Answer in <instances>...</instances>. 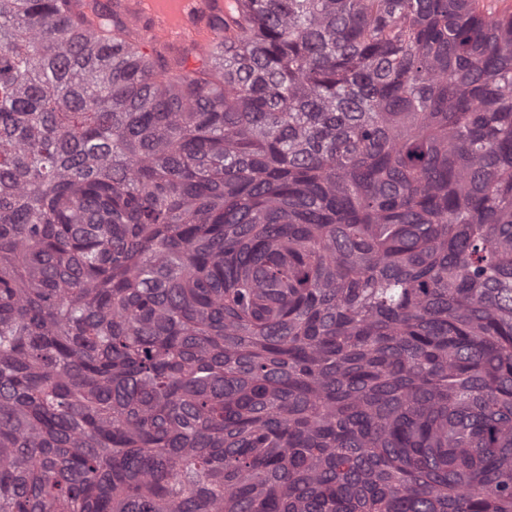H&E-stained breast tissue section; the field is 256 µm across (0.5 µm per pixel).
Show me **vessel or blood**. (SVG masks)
<instances>
[{
	"mask_svg": "<svg viewBox=\"0 0 512 512\" xmlns=\"http://www.w3.org/2000/svg\"><path fill=\"white\" fill-rule=\"evenodd\" d=\"M223 8V0H117L124 20L141 28L146 40H193L202 52L212 42L209 19Z\"/></svg>",
	"mask_w": 512,
	"mask_h": 512,
	"instance_id": "vessel-or-blood-1",
	"label": "vessel or blood"
}]
</instances>
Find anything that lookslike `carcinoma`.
Masks as SVG:
<instances>
[{
	"mask_svg": "<svg viewBox=\"0 0 512 512\" xmlns=\"http://www.w3.org/2000/svg\"><path fill=\"white\" fill-rule=\"evenodd\" d=\"M209 26L0 0V512H512V13Z\"/></svg>",
	"mask_w": 512,
	"mask_h": 512,
	"instance_id": "1",
	"label": "carcinoma"
}]
</instances>
